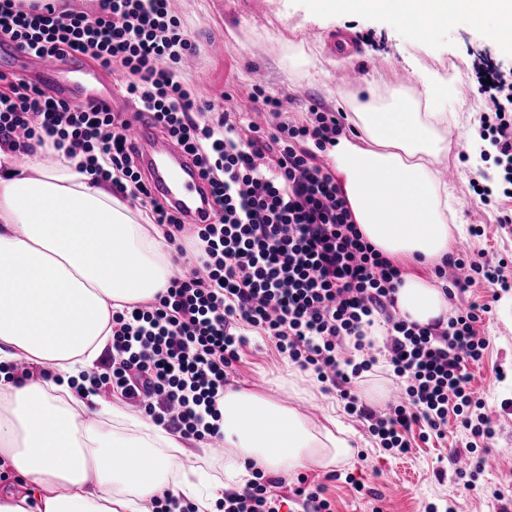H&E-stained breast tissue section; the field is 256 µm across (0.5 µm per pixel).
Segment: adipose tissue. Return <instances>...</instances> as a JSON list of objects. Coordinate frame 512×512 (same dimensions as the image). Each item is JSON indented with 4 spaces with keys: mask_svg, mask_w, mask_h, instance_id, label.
Here are the masks:
<instances>
[{
    "mask_svg": "<svg viewBox=\"0 0 512 512\" xmlns=\"http://www.w3.org/2000/svg\"><path fill=\"white\" fill-rule=\"evenodd\" d=\"M329 14L397 18L418 37L453 14L495 19L512 46V0H317ZM417 96L370 101L346 117L357 137L328 150L354 224L393 260L437 264L456 240V211L436 169L456 128L438 81L419 76ZM81 159L18 166L0 152V362L50 368L51 379L0 380V471L22 481L0 487V512H154L167 488L210 512L221 487L245 486L250 466L292 472L351 463L335 417L313 426L294 408L302 393L224 392V482L181 466L188 443L98 393L72 394L112 340L113 310L165 291L174 268L160 233L134 214L109 181L82 172ZM399 313L421 325L448 316L441 286L417 275L396 294ZM113 431H105V423Z\"/></svg>",
    "mask_w": 512,
    "mask_h": 512,
    "instance_id": "ef3b65f1",
    "label": "adipose tissue"
}]
</instances>
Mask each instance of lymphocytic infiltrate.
I'll return each instance as SVG.
<instances>
[{
    "instance_id": "f902f5d3",
    "label": "lymphocytic infiltrate",
    "mask_w": 512,
    "mask_h": 512,
    "mask_svg": "<svg viewBox=\"0 0 512 512\" xmlns=\"http://www.w3.org/2000/svg\"><path fill=\"white\" fill-rule=\"evenodd\" d=\"M0 38L42 60L86 63L118 73L122 98L151 113L157 130L187 154L212 196L215 220L189 225L148 189L125 137L127 115L78 106L17 74L0 73V151L11 156L85 155V170L108 177L116 192L148 209L188 274L174 276L148 303L112 313V346L93 386L111 384L128 403L168 430L205 443L223 440L219 401L236 371L245 331L265 336L300 370L330 384L351 414L369 424L383 448L407 453L414 423L442 432L449 414L493 439L487 416L471 418L467 362L486 342L475 328L487 305L473 304L448 321L413 323L395 309L399 267L364 240L325 161L345 130L342 112L310 104L289 116L280 101L254 88L266 118L255 122L218 101L200 100L184 81L197 57L193 36L172 0H97L92 12L37 8L0 0ZM478 90L491 110L482 137L512 199V76L489 66ZM506 259L481 265L457 254L434 268L437 278L465 269V290L484 281L492 292L512 289ZM402 397L376 409L356 380L377 359L376 324ZM244 487L225 489L224 512H281V480L253 469Z\"/></svg>"
}]
</instances>
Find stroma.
<instances>
[{
    "mask_svg": "<svg viewBox=\"0 0 512 512\" xmlns=\"http://www.w3.org/2000/svg\"><path fill=\"white\" fill-rule=\"evenodd\" d=\"M175 7L201 49L198 63L185 72L186 81L206 99L231 93L242 112L252 111L250 95L259 85L268 96L295 97L292 111L299 119L312 100L346 113L353 100L367 98L369 87H376L382 100L409 90L414 59L440 75H455L458 92L448 109L466 130L487 111L485 97L472 93L477 70L490 64L512 71V49L493 38L491 19L477 23L458 15L420 39L386 17L316 13L313 0H176ZM257 43L264 52L255 57L250 49ZM351 69L364 71L362 82L348 78ZM439 169L450 174L458 211L456 238L468 247L471 260L481 264L495 255H512V224L499 222L504 211L512 210V199L484 206L470 186L476 172L491 174V163L472 159L469 141L461 139ZM474 302L489 304L491 311L478 325L486 342L483 356L468 363L467 371L470 388L495 428L494 440L471 433L452 414L444 437H426V424H415L408 435L409 453L394 455L348 412L337 390L316 388L314 396L300 401L301 413L320 424L328 409H335L352 433L356 456L333 474L313 467L283 474L278 492L287 501L281 512H297L289 495L301 475L324 485L331 512H424L429 505L436 512H512V290L495 296L477 283L456 293L448 306ZM291 376L305 378L272 342L254 335L241 353L231 387L266 392ZM484 451L495 457V466L461 477L456 456L475 462Z\"/></svg>",
    "mask_w": 512,
    "mask_h": 512,
    "instance_id": "1",
    "label": "stroma"
}]
</instances>
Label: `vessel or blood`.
<instances>
[{"label":"vessel or blood","instance_id":"1","mask_svg":"<svg viewBox=\"0 0 512 512\" xmlns=\"http://www.w3.org/2000/svg\"><path fill=\"white\" fill-rule=\"evenodd\" d=\"M69 72L70 77L62 84L61 91L70 103L111 106V75L80 63L70 66ZM151 131L150 121L142 113L131 118L127 130L131 143L140 146L148 142L152 145V153L147 159L149 186L190 223H212L213 211L202 193L204 181L199 170L178 147L160 141L150 142Z\"/></svg>","mask_w":512,"mask_h":512}]
</instances>
